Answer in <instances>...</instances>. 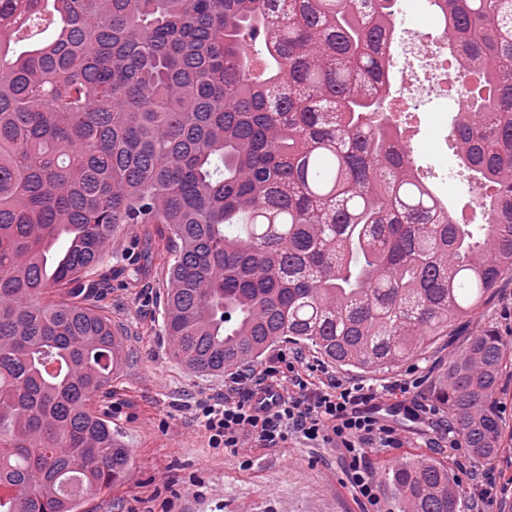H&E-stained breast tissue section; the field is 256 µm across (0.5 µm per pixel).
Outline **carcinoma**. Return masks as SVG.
Segmentation results:
<instances>
[{
    "label": "carcinoma",
    "mask_w": 512,
    "mask_h": 512,
    "mask_svg": "<svg viewBox=\"0 0 512 512\" xmlns=\"http://www.w3.org/2000/svg\"><path fill=\"white\" fill-rule=\"evenodd\" d=\"M393 6L0 0V512H82L130 467L97 405L123 346L94 279L125 227L168 233L162 327L197 373L282 342L394 368L512 272V0L431 3L475 77L451 143L479 237L391 122ZM504 361L482 330L437 387L477 462L499 450ZM385 480L403 512H458L433 459Z\"/></svg>",
    "instance_id": "1"
}]
</instances>
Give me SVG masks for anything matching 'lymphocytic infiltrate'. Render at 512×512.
I'll return each instance as SVG.
<instances>
[{
	"instance_id": "1",
	"label": "lymphocytic infiltrate",
	"mask_w": 512,
	"mask_h": 512,
	"mask_svg": "<svg viewBox=\"0 0 512 512\" xmlns=\"http://www.w3.org/2000/svg\"><path fill=\"white\" fill-rule=\"evenodd\" d=\"M311 371L302 356L278 353L264 365L230 374L223 389L196 402L195 418L213 448H282L291 440L336 446L363 512H381L368 450L399 448L403 441L376 407L385 394L410 395L418 383L397 380L383 393L333 376L317 380Z\"/></svg>"
}]
</instances>
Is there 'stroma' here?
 Here are the masks:
<instances>
[{"instance_id": "35a3bbf8", "label": "stroma", "mask_w": 512, "mask_h": 512, "mask_svg": "<svg viewBox=\"0 0 512 512\" xmlns=\"http://www.w3.org/2000/svg\"><path fill=\"white\" fill-rule=\"evenodd\" d=\"M399 2L402 20L395 27L393 48H400L413 32L439 34L427 0ZM398 118L405 126L404 138L416 164L449 210L478 208L477 187L463 174L449 175L451 161L435 149L437 130L429 107L406 106ZM163 248V240L151 225L122 230L112 245L113 254L127 267L142 270L139 280L131 284L113 277L102 296V305L127 350L102 405L112 417L113 430L131 450V465L126 479L112 489L83 496V512H359L343 484L336 449L296 440L285 448H251L247 454L252 464L244 468L238 457L209 447L189 407L222 388L224 378L192 373L170 354L161 327L165 290L159 253ZM489 326L503 336L508 348L502 380L494 394L503 433L492 461L504 490L492 512H512V273L451 336L410 356L396 369L363 373L327 363L312 349H303L302 355L340 378L379 388L406 377L410 366L418 365L419 391L431 403L439 379L448 370L449 358L470 336ZM397 424L404 448L368 451L375 476L418 455L447 463L452 448L429 447L434 433L427 424L402 418ZM200 482L208 488L203 498L196 494Z\"/></svg>"}]
</instances>
